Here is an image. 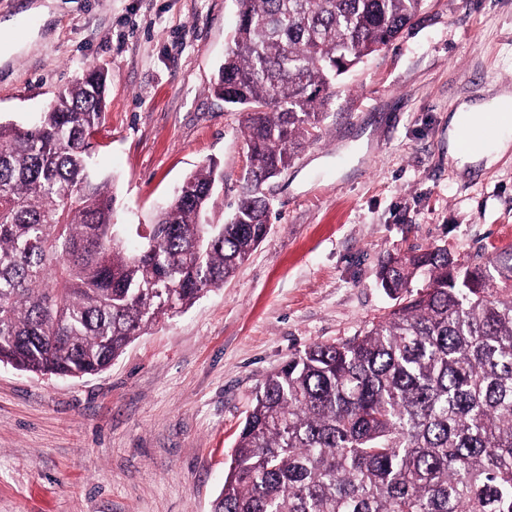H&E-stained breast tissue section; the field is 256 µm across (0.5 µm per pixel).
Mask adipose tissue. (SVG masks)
<instances>
[{
	"label": "adipose tissue",
	"mask_w": 512,
	"mask_h": 512,
	"mask_svg": "<svg viewBox=\"0 0 512 512\" xmlns=\"http://www.w3.org/2000/svg\"><path fill=\"white\" fill-rule=\"evenodd\" d=\"M490 110L511 111L512 90L502 88L490 92L485 101L462 102L448 121V162L457 171H465L468 165L484 162L492 165L503 155L512 151V127H505L489 144L471 152H461L457 144V134L462 125L477 121L481 114Z\"/></svg>",
	"instance_id": "ef3b65f1"
}]
</instances>
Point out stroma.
Here are the masks:
<instances>
[{
	"label": "stroma",
	"mask_w": 512,
	"mask_h": 512,
	"mask_svg": "<svg viewBox=\"0 0 512 512\" xmlns=\"http://www.w3.org/2000/svg\"><path fill=\"white\" fill-rule=\"evenodd\" d=\"M236 0H0V122L27 124L87 68L106 74L92 154L114 221L148 224L216 161L209 209L236 210L244 112L211 85ZM512 89V0H426L404 33L347 73L328 134L268 181L267 238L223 286L136 337L107 370L60 379L0 365V512H212L265 377L385 314L388 255L444 247L468 265L512 246V153L458 173L448 117Z\"/></svg>",
	"instance_id": "obj_1"
}]
</instances>
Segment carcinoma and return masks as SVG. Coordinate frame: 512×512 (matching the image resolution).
I'll return each instance as SVG.
<instances>
[{
	"label": "carcinoma",
	"instance_id": "carcinoma-1",
	"mask_svg": "<svg viewBox=\"0 0 512 512\" xmlns=\"http://www.w3.org/2000/svg\"><path fill=\"white\" fill-rule=\"evenodd\" d=\"M425 0H237L213 84L246 112L233 218L205 216L222 173L191 172L142 231L112 236L91 171L106 76L90 69L31 124L0 123V363L105 369L157 321L224 284L266 238V182L321 138L338 78ZM421 275L427 286L413 290ZM395 300L363 333L315 344L257 390L212 512H512V251L458 268L443 247L389 256Z\"/></svg>",
	"mask_w": 512,
	"mask_h": 512
}]
</instances>
